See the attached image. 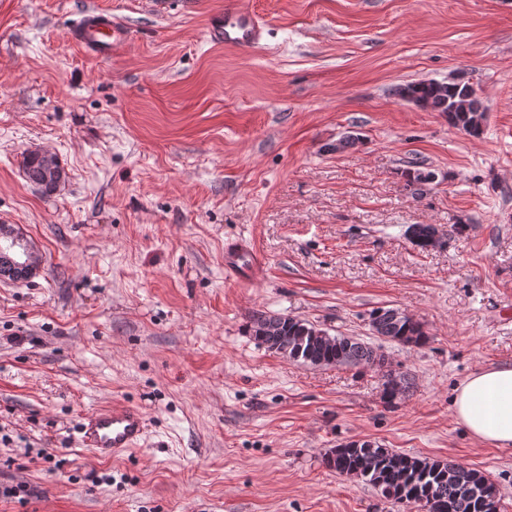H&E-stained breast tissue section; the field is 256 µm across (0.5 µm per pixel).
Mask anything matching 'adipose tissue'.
I'll list each match as a JSON object with an SVG mask.
<instances>
[{"label": "adipose tissue", "instance_id": "ef3b65f1", "mask_svg": "<svg viewBox=\"0 0 512 512\" xmlns=\"http://www.w3.org/2000/svg\"><path fill=\"white\" fill-rule=\"evenodd\" d=\"M453 416L474 439L512 447V363L481 367L460 382Z\"/></svg>", "mask_w": 512, "mask_h": 512}]
</instances>
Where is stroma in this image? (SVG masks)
I'll list each match as a JSON object with an SVG mask.
<instances>
[{
    "label": "stroma",
    "instance_id": "35a3bbf8",
    "mask_svg": "<svg viewBox=\"0 0 512 512\" xmlns=\"http://www.w3.org/2000/svg\"><path fill=\"white\" fill-rule=\"evenodd\" d=\"M224 2L0 0V224L39 258L0 280V485L32 490L0 512H407L326 467L363 441L475 468L512 512V448L451 405L473 368L512 363V0H249L268 33L247 52L206 36ZM87 6L130 33L111 59L72 35ZM429 81L476 89L480 136L396 93ZM39 149L59 193L23 175ZM237 237L260 279L225 271ZM379 308L428 343L373 335ZM256 311L385 364L268 351ZM389 372L407 382L390 404ZM115 402L146 436L102 460L77 428ZM40 162V174L44 183H51L54 186V190L58 191L62 185H64L67 173L62 168L63 178L61 174L60 162L56 154L45 150L34 151ZM38 168L39 164L34 156L26 154L22 161V169L25 179L35 186V182L38 181ZM38 187V186H37ZM40 191L45 195L53 193V189L49 187L42 188L38 187Z\"/></svg>",
    "mask_w": 512,
    "mask_h": 512
}]
</instances>
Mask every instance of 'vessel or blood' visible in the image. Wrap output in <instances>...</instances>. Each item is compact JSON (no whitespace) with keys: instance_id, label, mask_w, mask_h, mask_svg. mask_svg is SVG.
Masks as SVG:
<instances>
[{"instance_id":"1","label":"vessel or blood","mask_w":512,"mask_h":512,"mask_svg":"<svg viewBox=\"0 0 512 512\" xmlns=\"http://www.w3.org/2000/svg\"><path fill=\"white\" fill-rule=\"evenodd\" d=\"M74 32L86 50L103 59L128 40L124 26L111 15L96 11L82 12ZM266 33L265 25L245 0H226L223 10L213 13L207 24L209 41L242 50L260 47ZM261 265L259 256L246 240L225 242V271L235 275L247 269L255 275ZM79 432L82 447L98 458L110 459L139 447L146 432V420L138 408L115 404L89 413L83 418Z\"/></svg>"}]
</instances>
